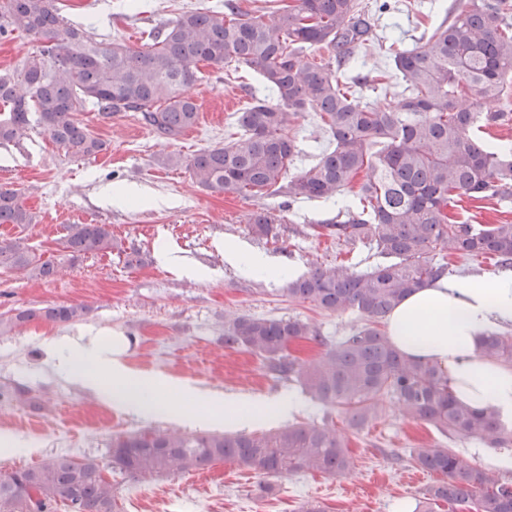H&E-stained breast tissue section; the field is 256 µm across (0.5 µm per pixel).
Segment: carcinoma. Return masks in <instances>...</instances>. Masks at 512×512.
Wrapping results in <instances>:
<instances>
[{
    "instance_id": "obj_1",
    "label": "carcinoma",
    "mask_w": 512,
    "mask_h": 512,
    "mask_svg": "<svg viewBox=\"0 0 512 512\" xmlns=\"http://www.w3.org/2000/svg\"><path fill=\"white\" fill-rule=\"evenodd\" d=\"M373 15L364 0H293L276 15L244 13L226 0L222 11H191L149 33L145 50L105 41L64 24L54 0H0V36H33L39 46L21 69L0 74V141H19L36 125L73 156L95 157L105 143L77 118L92 104L107 121L137 112L157 136L176 140L197 125L199 105L188 89L198 64L221 68L235 62L262 77L276 98L256 99L237 113V136L189 161L179 153L166 166L187 164L193 178L214 193L277 194L325 201L355 192L336 220L320 224L327 236L369 246L378 261L364 270L320 263L282 291L324 312H356L362 324L333 342L316 324L298 318L230 313L224 346L263 358L279 379L296 378L323 408L341 411L361 430L378 420L389 399L402 417L448 438H476L491 447L506 442L497 412H476L458 402L448 372L408 359L379 325L408 295L448 276L439 258L450 247L463 256L512 263V222L458 221V200L512 197V148L490 146L481 127L512 121L509 112H485L483 103L512 85V4L468 0L412 49L390 55L401 91L362 100L366 82L353 74L357 49L370 40ZM325 46V64L302 54ZM305 112L319 115L329 146L311 166L293 170L302 150L291 127ZM36 215L16 190L0 189V224L26 227ZM250 232L277 238L275 220L261 209ZM74 256L105 254L117 247L108 224H73L61 240ZM0 263L29 278L57 273L54 263L0 234ZM83 304L18 309L0 318V336L35 320L72 324ZM305 341L318 348L310 359L290 353ZM484 357L512 366V335L498 334L481 348ZM33 404L29 389L0 386V401ZM112 476L93 456H51L0 478V512H121L118 489L155 476L180 475L217 462L252 468L271 480L295 473L347 475L353 458L336 426L291 424L242 434H187L149 428L112 435ZM412 459L439 476L423 492V512L446 503L465 512H512V484L477 467L451 448H417Z\"/></svg>"
}]
</instances>
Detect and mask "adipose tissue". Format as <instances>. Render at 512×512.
I'll use <instances>...</instances> for the list:
<instances>
[{
    "instance_id": "obj_1",
    "label": "adipose tissue",
    "mask_w": 512,
    "mask_h": 512,
    "mask_svg": "<svg viewBox=\"0 0 512 512\" xmlns=\"http://www.w3.org/2000/svg\"><path fill=\"white\" fill-rule=\"evenodd\" d=\"M511 325L512 271L486 280L445 278L412 293L389 315L385 334L403 356L447 369L457 400L477 411L494 407L502 424L511 426L512 367L480 353L486 338ZM126 345L121 336L108 346L53 338L46 350L59 357L71 381L118 413L164 416L202 429L251 430L286 422L298 410V401L289 395L221 393L134 369L125 358ZM166 388L196 402V409L170 407L160 397Z\"/></svg>"
}]
</instances>
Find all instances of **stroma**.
<instances>
[{"mask_svg":"<svg viewBox=\"0 0 512 512\" xmlns=\"http://www.w3.org/2000/svg\"><path fill=\"white\" fill-rule=\"evenodd\" d=\"M401 17L375 20L371 39L359 48L360 77L373 80L389 68L384 40L399 48L417 45L424 32L445 17L449 7L465 0H400ZM67 25L93 31L104 40H120L145 49L152 27L193 10H220L224 0H56ZM202 78L190 89L201 115L193 140L172 142L145 127L137 113L98 120L93 107L81 118L107 146L91 158H77L40 131L21 142L0 143V188L17 190L38 217L21 229L0 231L20 238L60 269L50 280H31L0 266V314L16 308L84 304L85 319L74 324L38 321L16 335L0 336V385L26 388L42 397V410L0 402V434L11 433L22 446L0 454V474L69 454L91 455L110 462L113 433L167 428L171 421H145L112 411L91 393L52 367L43 343L53 336L107 342L122 336L127 359L136 369L171 375L222 392L255 397L290 394L302 409L298 421L331 420L345 432L355 469L347 476L298 474L264 493L253 470L219 462L208 469L128 483L119 490L123 512H299L307 503L327 512H397L400 503L416 505L421 492L436 482L418 472L415 448L440 443L467 453L478 464L497 456L502 480L512 483V442L491 449L474 439L448 440L425 425L402 420L394 406L363 430L348 428L344 414L325 413L294 380L274 378L250 353L225 348L224 317L236 311L259 317L315 321L323 336L336 340L359 325L356 313L323 312L288 299L281 276L244 277L224 262L223 244L244 243L252 251L286 265L292 276L314 264L343 262L361 270L369 253L316 236L313 227L333 219L335 203L289 202L282 195H224L200 187L188 167L162 165L164 155L192 158L223 145L238 131L228 104L243 108L252 98H270L261 78L245 66L200 68ZM267 210L279 237L257 238L248 230L250 215ZM73 224H107L121 247L106 255L74 257L60 241ZM179 251L201 270L199 277H180L156 260L159 250ZM139 250L143 263L127 268L123 251Z\"/></svg>","mask_w":512,"mask_h":512,"instance_id":"obj_1","label":"stroma"}]
</instances>
